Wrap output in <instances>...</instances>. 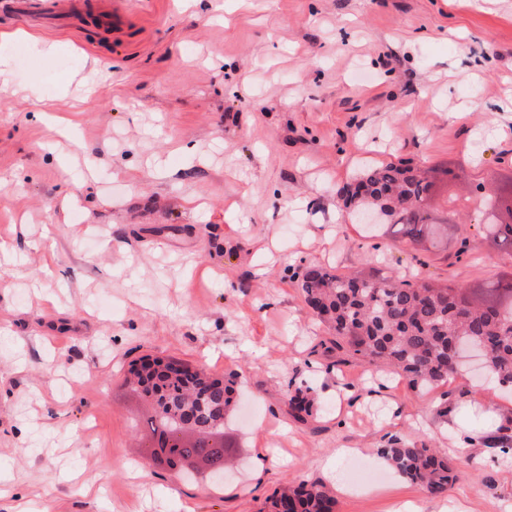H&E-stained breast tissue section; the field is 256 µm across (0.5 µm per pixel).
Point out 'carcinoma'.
Masks as SVG:
<instances>
[{"label":"carcinoma","mask_w":512,"mask_h":512,"mask_svg":"<svg viewBox=\"0 0 512 512\" xmlns=\"http://www.w3.org/2000/svg\"><path fill=\"white\" fill-rule=\"evenodd\" d=\"M434 188L423 170L400 160L366 168L338 194L358 212L379 214L384 234L408 244L415 259L419 251L448 247V220L433 215L426 205ZM478 207L486 217L483 235L488 246L512 254V180L498 192L481 196ZM298 279L307 307L332 331V344L351 357L386 365L416 388H431L455 372V344L485 347L487 371L500 387L512 388V273L486 286L467 287L430 277L393 278L370 264L351 274L308 265ZM137 382L157 408L145 427L159 443L174 431L184 407L198 406L200 421L207 424L233 394V381L224 382L219 391L205 372L180 378L155 370L137 376ZM288 405L300 420L312 414L299 387L288 393ZM378 452L396 472L431 495L446 493L455 479L447 459L433 448L394 440ZM197 454L221 463L224 446L204 441L182 446V455ZM268 512H335V499L325 484L301 481L276 492Z\"/></svg>","instance_id":"1"}]
</instances>
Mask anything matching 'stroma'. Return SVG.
Masks as SVG:
<instances>
[{
	"label": "stroma",
	"mask_w": 512,
	"mask_h": 512,
	"mask_svg": "<svg viewBox=\"0 0 512 512\" xmlns=\"http://www.w3.org/2000/svg\"><path fill=\"white\" fill-rule=\"evenodd\" d=\"M12 32L0 512H260L299 479L330 483L336 512H512V457L488 452L512 433V393L464 369L420 390L344 360L297 279L366 260L457 285L512 270L468 201L512 180V0H0ZM398 160L455 173L432 207L467 225L468 255L415 262L344 208L340 187ZM145 355L236 375L223 487L151 458L125 381ZM451 419L480 444L459 451ZM394 440L445 450L444 496L388 467Z\"/></svg>",
	"instance_id": "35a3bbf8"
}]
</instances>
